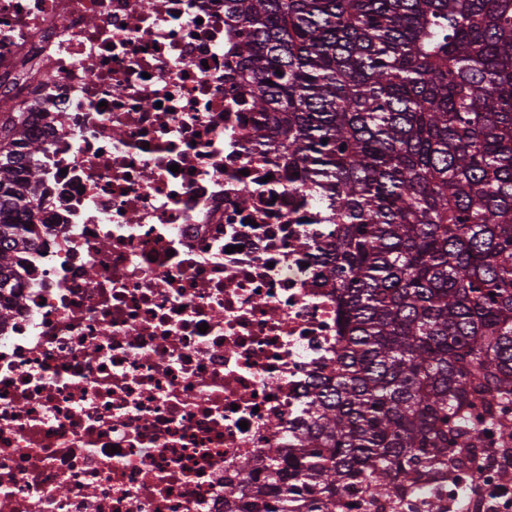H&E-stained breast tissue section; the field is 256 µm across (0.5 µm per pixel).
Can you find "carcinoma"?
Segmentation results:
<instances>
[{
    "label": "carcinoma",
    "mask_w": 512,
    "mask_h": 512,
    "mask_svg": "<svg viewBox=\"0 0 512 512\" xmlns=\"http://www.w3.org/2000/svg\"><path fill=\"white\" fill-rule=\"evenodd\" d=\"M259 150L319 191L340 346L224 512H342L463 480L512 441V0H224ZM281 74H276V71ZM0 292L40 235L28 115L0 97Z\"/></svg>",
    "instance_id": "carcinoma-1"
}]
</instances>
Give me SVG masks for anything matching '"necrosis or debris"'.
<instances>
[{
  "mask_svg": "<svg viewBox=\"0 0 512 512\" xmlns=\"http://www.w3.org/2000/svg\"><path fill=\"white\" fill-rule=\"evenodd\" d=\"M237 42L224 0H0V89L31 115L42 227L0 295V512H224L327 374L318 245L336 227L250 142Z\"/></svg>",
  "mask_w": 512,
  "mask_h": 512,
  "instance_id": "4bbe7bcc",
  "label": "necrosis or debris"
}]
</instances>
